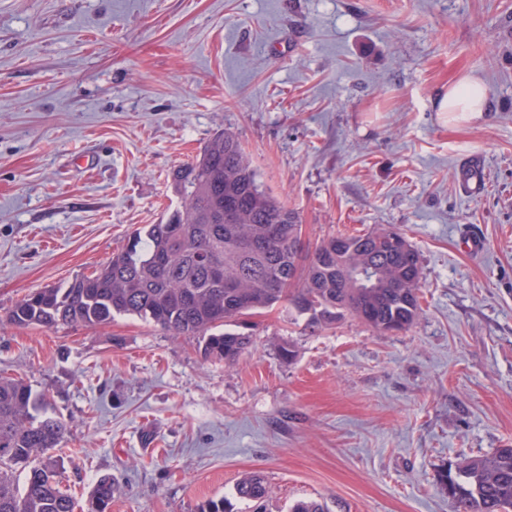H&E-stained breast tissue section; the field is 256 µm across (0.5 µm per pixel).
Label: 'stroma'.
Returning a JSON list of instances; mask_svg holds the SVG:
<instances>
[{"label":"stroma","mask_w":512,"mask_h":512,"mask_svg":"<svg viewBox=\"0 0 512 512\" xmlns=\"http://www.w3.org/2000/svg\"><path fill=\"white\" fill-rule=\"evenodd\" d=\"M468 76L488 116L445 123ZM222 130L309 244L402 229L423 313L314 330L282 302L246 316L232 365L132 316L0 325V374L69 424L63 487L114 478L112 512H247L235 486L258 472L266 512H452L438 472L512 442V0H0V318L165 219L172 171Z\"/></svg>","instance_id":"stroma-1"}]
</instances>
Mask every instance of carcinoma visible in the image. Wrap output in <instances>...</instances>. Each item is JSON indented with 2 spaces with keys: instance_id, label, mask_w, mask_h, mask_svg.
<instances>
[{
  "instance_id": "1",
  "label": "carcinoma",
  "mask_w": 512,
  "mask_h": 512,
  "mask_svg": "<svg viewBox=\"0 0 512 512\" xmlns=\"http://www.w3.org/2000/svg\"><path fill=\"white\" fill-rule=\"evenodd\" d=\"M172 187L181 208L137 228L90 274L28 294L7 322L96 327L137 316L172 336L202 340L207 359L233 363L253 340L227 326L283 300L317 328L346 314L378 333L406 330L418 319L421 270L400 249L404 233H340L309 251L298 212L260 189L232 133H216L196 162L174 169ZM338 237L350 252L336 251ZM68 433L23 379L0 375V512H112L110 478L99 479L82 502L57 480L49 453ZM39 456L46 461L33 464ZM437 483L454 512H512V445L448 464ZM235 493L260 503L267 488L253 474Z\"/></svg>"
}]
</instances>
